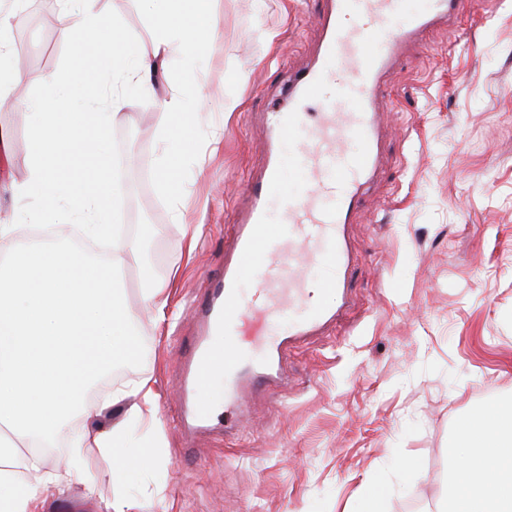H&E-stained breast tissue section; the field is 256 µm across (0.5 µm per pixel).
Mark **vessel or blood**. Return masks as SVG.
<instances>
[{"label": "vessel or blood", "mask_w": 512, "mask_h": 512, "mask_svg": "<svg viewBox=\"0 0 512 512\" xmlns=\"http://www.w3.org/2000/svg\"><path fill=\"white\" fill-rule=\"evenodd\" d=\"M314 65L288 80V95L260 121L263 175L224 235V273L193 312L197 336L177 371L176 411L199 426L245 388L287 378L289 347L318 333L350 302L354 254L348 226L380 163L385 134L376 109L405 46L453 24L457 0H326ZM338 77L336 97H321ZM292 175H285V168ZM337 297L331 305L329 297Z\"/></svg>", "instance_id": "b4317fda"}]
</instances>
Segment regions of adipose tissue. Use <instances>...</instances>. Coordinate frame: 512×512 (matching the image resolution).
Returning a JSON list of instances; mask_svg holds the SVG:
<instances>
[{
	"mask_svg": "<svg viewBox=\"0 0 512 512\" xmlns=\"http://www.w3.org/2000/svg\"><path fill=\"white\" fill-rule=\"evenodd\" d=\"M81 2L61 36L75 49L93 44L99 51L79 69L45 76L40 96L24 104L34 151L20 190L44 203L34 221L81 220V233L110 241L111 253L101 263L75 251L59 253L17 239L16 225L0 224V241L9 244L0 255V409L7 411L0 423L12 431L0 435V512H46L47 486L56 477L42 474L37 449L49 447L77 407L88 375L136 350V317L124 305L121 279L137 248L111 225L120 190L107 151L109 129L126 99L105 97L104 80L149 89L166 79L170 55L196 68L198 48L218 34L214 0H195L188 27L159 17L147 41L123 31L102 0ZM18 18L15 12L0 17V103L20 77L15 60L21 49L11 34ZM153 396L146 379L113 388L106 405L124 412L95 431L94 440L108 448L126 437ZM480 424L455 431L463 450L458 501L475 503L476 512H512V425L492 411L482 412ZM21 441L33 455L18 452Z\"/></svg>",
	"mask_w": 512,
	"mask_h": 512,
	"instance_id": "adipose-tissue-1",
	"label": "adipose tissue"
}]
</instances>
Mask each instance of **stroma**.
<instances>
[{"label": "stroma", "instance_id": "1", "mask_svg": "<svg viewBox=\"0 0 512 512\" xmlns=\"http://www.w3.org/2000/svg\"><path fill=\"white\" fill-rule=\"evenodd\" d=\"M76 6L25 0L27 21L14 32L24 47L18 101L38 97L44 75L82 65L59 36ZM104 6L124 30L150 38L142 0ZM322 8L321 0H217L220 34L197 67L168 60L176 84L202 100L193 118L163 115L157 94L130 91L128 116L108 138L122 188L113 221L140 251L123 273L126 303L140 315L137 353L89 384L38 457L43 472L64 470L75 436L111 421L101 405L112 386L140 378L155 400L125 454L153 456L124 472L87 440L80 470L48 486L54 512H100L116 499L127 512H357L368 489L380 491V512H446L458 420L512 401V0H461L456 25H436L388 77L380 110L391 133L350 227L349 308L290 349V386L250 395L245 422L220 410L215 429L184 436L173 375L195 333L190 309L223 270L224 226L262 171L257 117L314 59ZM228 98L239 101L231 113ZM163 119L186 127L191 151L157 137ZM29 122L0 111V217L19 221L34 243L66 249L71 225L28 226L32 200L10 190L26 173ZM159 160L178 172L164 195ZM147 271L167 284L175 317L144 312ZM227 422L236 425L229 434Z\"/></svg>", "mask_w": 512, "mask_h": 512}]
</instances>
